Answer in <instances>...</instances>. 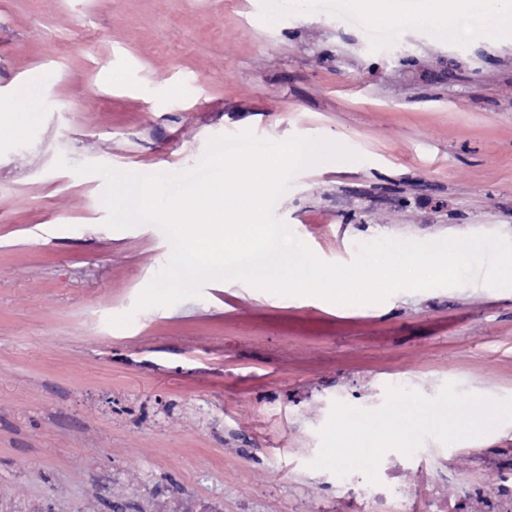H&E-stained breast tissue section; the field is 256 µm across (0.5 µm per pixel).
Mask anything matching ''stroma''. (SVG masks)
I'll return each instance as SVG.
<instances>
[{
	"label": "stroma",
	"mask_w": 512,
	"mask_h": 512,
	"mask_svg": "<svg viewBox=\"0 0 512 512\" xmlns=\"http://www.w3.org/2000/svg\"><path fill=\"white\" fill-rule=\"evenodd\" d=\"M390 2L0 0V512H173L183 490L337 512L310 466L334 402L512 399V288L341 305L214 280L139 311L170 242L105 226L103 178L72 170L176 174L245 130L324 139L355 160L303 168L274 207L322 261L512 240V14ZM479 456L512 459V422L426 440L407 481L490 483Z\"/></svg>",
	"instance_id": "obj_1"
}]
</instances>
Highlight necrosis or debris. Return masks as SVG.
Listing matches in <instances>:
<instances>
[{"label": "necrosis or debris", "instance_id": "4bbe7bcc", "mask_svg": "<svg viewBox=\"0 0 512 512\" xmlns=\"http://www.w3.org/2000/svg\"><path fill=\"white\" fill-rule=\"evenodd\" d=\"M406 471V458L394 454L381 461L378 483L361 471L342 477L340 512H365L369 506L374 512H512V467L498 469L488 485H466L452 496L440 491L445 479L441 471L426 473L414 485L407 482Z\"/></svg>", "mask_w": 512, "mask_h": 512}]
</instances>
